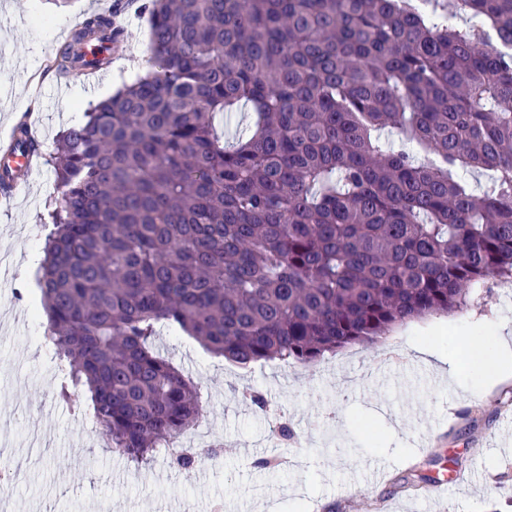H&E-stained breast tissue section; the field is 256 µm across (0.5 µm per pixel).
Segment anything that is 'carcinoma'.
Here are the masks:
<instances>
[{
	"label": "carcinoma",
	"instance_id": "obj_1",
	"mask_svg": "<svg viewBox=\"0 0 512 512\" xmlns=\"http://www.w3.org/2000/svg\"><path fill=\"white\" fill-rule=\"evenodd\" d=\"M142 9L147 76L50 152L16 128L60 184L37 271L59 396L113 452L146 464L204 416L161 326L239 365L310 364L512 280V0ZM125 42L89 14L50 70L104 68ZM244 104L255 129L226 146L213 115Z\"/></svg>",
	"mask_w": 512,
	"mask_h": 512
}]
</instances>
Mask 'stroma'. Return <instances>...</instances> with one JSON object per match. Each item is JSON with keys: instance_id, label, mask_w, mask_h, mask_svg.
I'll use <instances>...</instances> for the list:
<instances>
[{"instance_id": "stroma-1", "label": "stroma", "mask_w": 512, "mask_h": 512, "mask_svg": "<svg viewBox=\"0 0 512 512\" xmlns=\"http://www.w3.org/2000/svg\"><path fill=\"white\" fill-rule=\"evenodd\" d=\"M111 0H0V138L32 111L53 144L73 112L112 95L150 70L146 15L125 13L132 37L124 67H108L93 88L69 84L65 95L44 75L31 98L29 70L52 60L85 14ZM53 174L37 168L28 192L0 211V452L20 469L1 512H512V466L501 449L512 444V371L472 392L469 344L479 321L512 327V283L475 287L470 304L390 332L372 350L344 349L312 364L279 361L241 368L205 351L181 332L161 328L155 347L198 386L205 414L195 441L220 444V455L192 471L165 456L137 467L106 451L99 430L57 395L58 381L39 344L44 318L29 314L21 268L41 251L38 214ZM431 342L456 370L440 380L417 348ZM257 388L266 409L242 399ZM293 430L287 443L268 442L273 412ZM368 418L369 436L355 424ZM279 457V475L260 467ZM443 479L448 493L411 488V481Z\"/></svg>"}]
</instances>
